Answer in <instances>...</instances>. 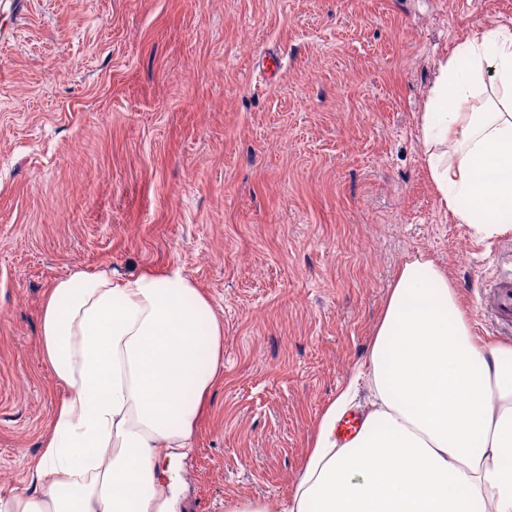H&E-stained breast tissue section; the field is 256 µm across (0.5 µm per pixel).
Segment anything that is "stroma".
Returning <instances> with one entry per match:
<instances>
[{
  "label": "stroma",
  "mask_w": 512,
  "mask_h": 512,
  "mask_svg": "<svg viewBox=\"0 0 512 512\" xmlns=\"http://www.w3.org/2000/svg\"><path fill=\"white\" fill-rule=\"evenodd\" d=\"M512 0H25L0 13V497L67 392L40 354L57 279L180 267L224 370L164 494L283 512L392 283L441 266L475 336L512 254L445 213L418 118L439 59ZM355 382V381H354Z\"/></svg>",
  "instance_id": "35a3bbf8"
}]
</instances>
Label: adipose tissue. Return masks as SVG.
<instances>
[{
    "label": "adipose tissue",
    "mask_w": 512,
    "mask_h": 512,
    "mask_svg": "<svg viewBox=\"0 0 512 512\" xmlns=\"http://www.w3.org/2000/svg\"><path fill=\"white\" fill-rule=\"evenodd\" d=\"M420 130L444 209L488 237L512 230L511 28L440 61ZM223 346L179 268L56 280L40 348L68 395L28 463L34 491L0 498V512H180L160 489L191 450ZM368 366L373 409L341 443L334 423L353 398H337L284 512H512V347L473 336L434 262L402 268Z\"/></svg>",
    "instance_id": "ef3b65f1"
}]
</instances>
